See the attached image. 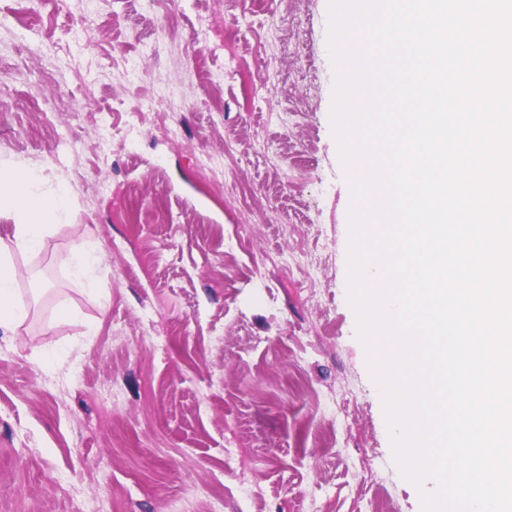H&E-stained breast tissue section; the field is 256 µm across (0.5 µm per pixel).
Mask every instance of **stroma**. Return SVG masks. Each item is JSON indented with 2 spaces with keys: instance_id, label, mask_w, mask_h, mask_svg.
Here are the masks:
<instances>
[{
  "instance_id": "35a3bbf8",
  "label": "stroma",
  "mask_w": 512,
  "mask_h": 512,
  "mask_svg": "<svg viewBox=\"0 0 512 512\" xmlns=\"http://www.w3.org/2000/svg\"><path fill=\"white\" fill-rule=\"evenodd\" d=\"M334 80L328 0H0V175L68 200L35 251L0 211V512H421L347 300ZM0 241V328L13 331L23 313L17 302L15 285L18 272Z\"/></svg>"
}]
</instances>
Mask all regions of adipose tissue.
<instances>
[{
    "label": "adipose tissue",
    "instance_id": "ef3b65f1",
    "mask_svg": "<svg viewBox=\"0 0 512 512\" xmlns=\"http://www.w3.org/2000/svg\"><path fill=\"white\" fill-rule=\"evenodd\" d=\"M63 191L40 192L34 176L19 169L0 176V209H8L14 219V244L21 250L38 248L49 222L63 209ZM18 272L4 245L0 244V328L14 330L22 317L15 285Z\"/></svg>",
    "mask_w": 512,
    "mask_h": 512
}]
</instances>
